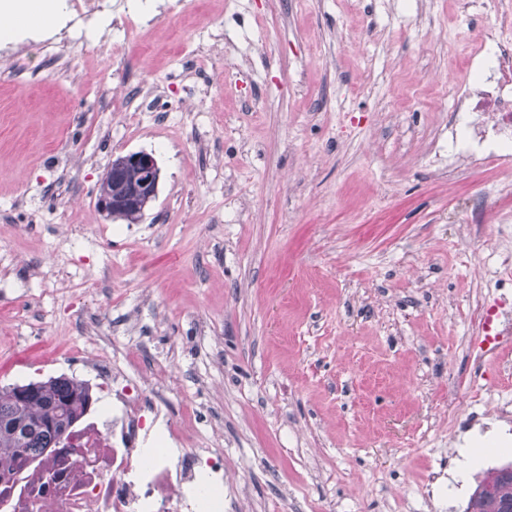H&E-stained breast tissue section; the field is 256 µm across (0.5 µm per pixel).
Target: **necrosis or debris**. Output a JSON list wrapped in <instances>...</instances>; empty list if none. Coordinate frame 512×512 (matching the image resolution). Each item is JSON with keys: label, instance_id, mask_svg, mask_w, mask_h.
<instances>
[{"label": "necrosis or debris", "instance_id": "necrosis-or-debris-1", "mask_svg": "<svg viewBox=\"0 0 512 512\" xmlns=\"http://www.w3.org/2000/svg\"><path fill=\"white\" fill-rule=\"evenodd\" d=\"M473 78L454 93L466 119L451 137L448 167L512 157V10L484 0ZM101 391L120 407L111 428L90 422L71 444L0 482V512H224V454L185 448L182 423L163 411L159 386L100 366Z\"/></svg>", "mask_w": 512, "mask_h": 512}]
</instances>
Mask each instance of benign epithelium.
Returning <instances> with one entry per match:
<instances>
[{
  "label": "benign epithelium",
  "instance_id": "7a95c632",
  "mask_svg": "<svg viewBox=\"0 0 512 512\" xmlns=\"http://www.w3.org/2000/svg\"><path fill=\"white\" fill-rule=\"evenodd\" d=\"M113 182V192L96 195L97 209L115 218L126 211L144 212L158 190L159 168L154 154L138 151L121 155L107 168Z\"/></svg>",
  "mask_w": 512,
  "mask_h": 512
}]
</instances>
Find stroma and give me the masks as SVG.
Instances as JSON below:
<instances>
[{
	"instance_id": "obj_1",
	"label": "stroma",
	"mask_w": 512,
	"mask_h": 512,
	"mask_svg": "<svg viewBox=\"0 0 512 512\" xmlns=\"http://www.w3.org/2000/svg\"><path fill=\"white\" fill-rule=\"evenodd\" d=\"M112 0L94 51L0 59V387L163 372L224 512H466L512 462V162L448 169L474 0ZM154 153L134 224L96 208ZM129 170L136 172V178H127ZM106 172L113 182V192L108 195L96 194L97 209L111 218L130 210L143 214L158 190L159 168L154 154L138 151L118 156L112 159ZM141 214L131 213L116 219L134 223L141 218ZM499 313L493 308H480L477 312L476 322L478 328L484 333L483 342L488 347H497L504 341V338L508 336L511 331L510 323L508 325L502 321H499Z\"/></svg>"
}]
</instances>
